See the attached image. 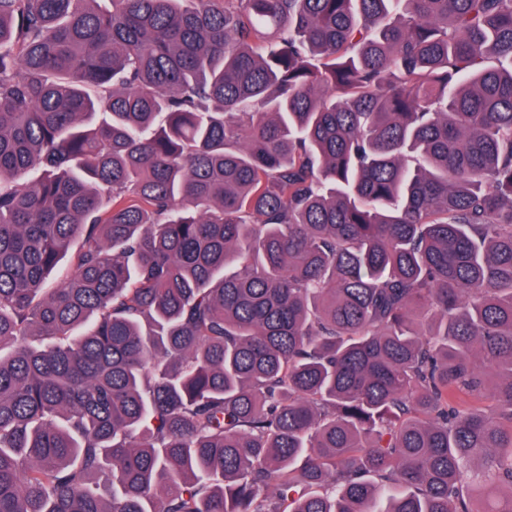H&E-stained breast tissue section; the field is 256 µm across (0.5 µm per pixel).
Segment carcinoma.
<instances>
[{
	"label": "carcinoma",
	"mask_w": 512,
	"mask_h": 512,
	"mask_svg": "<svg viewBox=\"0 0 512 512\" xmlns=\"http://www.w3.org/2000/svg\"><path fill=\"white\" fill-rule=\"evenodd\" d=\"M101 2L0 0V512H512V0Z\"/></svg>",
	"instance_id": "carcinoma-1"
}]
</instances>
